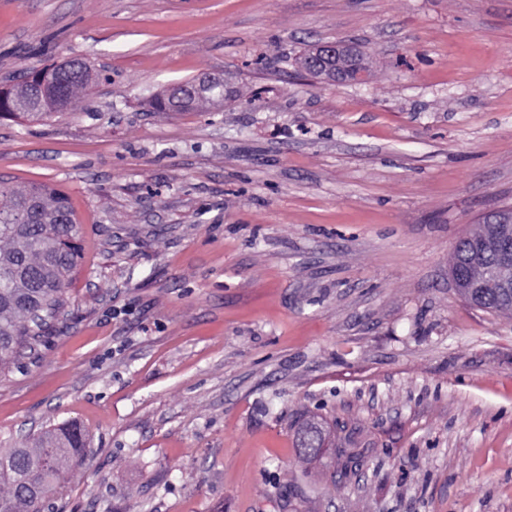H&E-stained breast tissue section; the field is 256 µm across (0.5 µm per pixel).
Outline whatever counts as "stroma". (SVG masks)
Instances as JSON below:
<instances>
[{
    "mask_svg": "<svg viewBox=\"0 0 512 512\" xmlns=\"http://www.w3.org/2000/svg\"><path fill=\"white\" fill-rule=\"evenodd\" d=\"M325 41L363 81L300 70ZM71 56L103 75L76 110L0 118V180L83 228L0 374V448L87 431L50 512H512V314L449 276L512 205V0H0V85ZM204 73L223 106L151 111ZM310 414L358 479L298 457ZM507 229L509 233H511V228L509 226H503V225H490L486 227H481L480 230L474 234H471L469 236H465L460 239V244L455 247L454 253H453V259H452V265L450 269L451 277L454 282L455 288L457 289V292L459 293V283L457 281L456 277V270L458 269L459 263L463 261V258H465L468 247H469V238H473L479 234L482 235L483 240L487 243H491L492 240L497 238L499 235L503 233V231ZM335 429L340 431V433L345 432L341 444L339 447L334 448V460H333V477L336 479V473L339 478L346 479L351 475L356 474V472L362 469L364 464V459L366 456L365 449L359 448L360 445L356 441L353 433L347 431L344 423H340L339 421H335ZM336 457H337V469H336Z\"/></svg>",
    "mask_w": 512,
    "mask_h": 512,
    "instance_id": "35a3bbf8",
    "label": "stroma"
}]
</instances>
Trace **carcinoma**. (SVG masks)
Instances as JSON below:
<instances>
[{"label":"carcinoma","mask_w":512,"mask_h":512,"mask_svg":"<svg viewBox=\"0 0 512 512\" xmlns=\"http://www.w3.org/2000/svg\"><path fill=\"white\" fill-rule=\"evenodd\" d=\"M41 71L67 105L50 99L29 120L77 109L78 92L90 84L75 78L56 82L53 65ZM82 235L61 190L42 183L21 190L0 185V368L16 364L42 341L44 327L35 323L33 313L53 317L64 307L65 289L80 265ZM335 427L344 433L334 449L335 473L346 479L362 469L366 453L344 424L337 421ZM326 435L321 422L307 420L295 433L297 452L312 451L318 458ZM86 446L84 427L72 420L41 432L29 446L0 450V489L7 490L0 497V512H43L44 496L62 488Z\"/></svg>","instance_id":"carcinoma-1"}]
</instances>
